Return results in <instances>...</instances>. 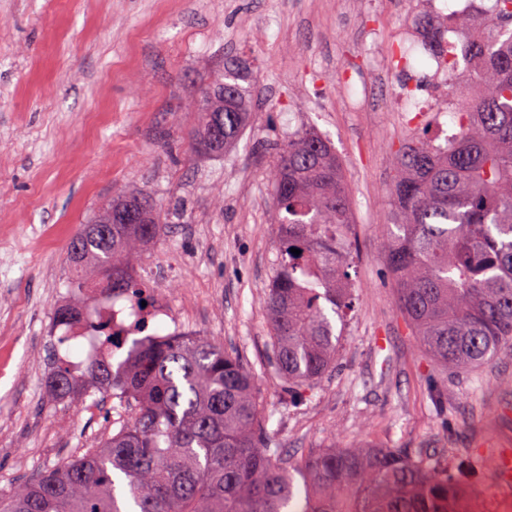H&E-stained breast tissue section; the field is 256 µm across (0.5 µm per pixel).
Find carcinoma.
Listing matches in <instances>:
<instances>
[{"label":"carcinoma","mask_w":512,"mask_h":512,"mask_svg":"<svg viewBox=\"0 0 512 512\" xmlns=\"http://www.w3.org/2000/svg\"><path fill=\"white\" fill-rule=\"evenodd\" d=\"M480 36L463 48L482 92L455 104L457 134L447 149L425 138L394 154V232L389 270L399 306L431 358L475 369L512 351V0L465 14ZM253 76L227 58L189 99V147L219 156L249 126ZM224 140L207 148L215 124ZM272 223L280 259L265 297L270 362L290 397L336 366V322L354 308L347 232L352 206L342 166L318 133L288 137L271 172ZM149 197L126 188L81 226L69 249L72 291L112 274V292L143 294L131 260L168 222ZM132 224L110 222L136 202ZM300 250L295 255L290 249ZM55 324L82 314L56 307ZM45 387L64 401L116 399L134 416L101 447L38 474L0 497V512H459L474 474L459 479L403 448L335 444L288 458L268 446L269 414L255 374L224 346L181 334L162 342L109 336L102 358L80 379L63 363Z\"/></svg>","instance_id":"obj_1"}]
</instances>
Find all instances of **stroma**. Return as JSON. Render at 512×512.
<instances>
[{"instance_id": "obj_1", "label": "stroma", "mask_w": 512, "mask_h": 512, "mask_svg": "<svg viewBox=\"0 0 512 512\" xmlns=\"http://www.w3.org/2000/svg\"><path fill=\"white\" fill-rule=\"evenodd\" d=\"M448 0H0V495L98 447L111 404L63 402L44 387L53 311L68 297L66 250L119 190L183 209L133 263L162 262L183 331L221 342L257 375L267 430L288 456L333 443L404 448L478 474L468 500L504 512L512 486L495 458L512 449V352L464 372L437 366L400 312L384 242L392 157L411 135L453 126L448 101L474 91L467 61L432 87V60L390 57L402 30L426 34ZM245 60L253 121L236 149L190 152V91ZM416 88L403 112L394 92ZM312 130L349 189L356 305L335 372L289 399L267 362L264 307L277 267L269 175L277 145Z\"/></svg>"}]
</instances>
